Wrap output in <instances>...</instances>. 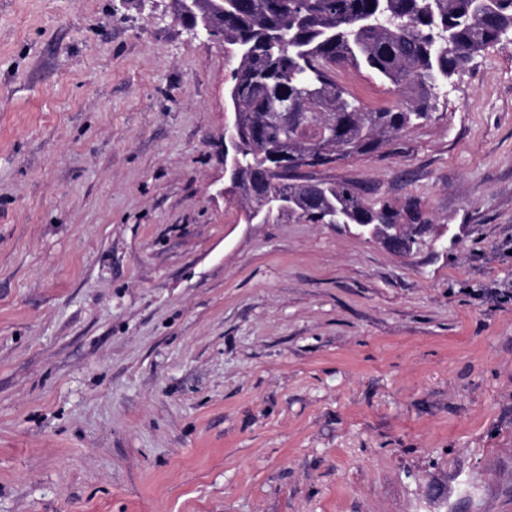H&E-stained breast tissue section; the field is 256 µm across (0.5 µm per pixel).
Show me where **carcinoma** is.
<instances>
[{
	"label": "carcinoma",
	"instance_id": "carcinoma-1",
	"mask_svg": "<svg viewBox=\"0 0 512 512\" xmlns=\"http://www.w3.org/2000/svg\"><path fill=\"white\" fill-rule=\"evenodd\" d=\"M216 23L237 61L227 89L242 125L234 188L247 221L389 224L416 246L426 224L418 205H372L348 182L309 179L274 154L319 165L368 155L431 117L455 73L512 31V0H221ZM365 71L410 91L395 107L368 109L336 81V68Z\"/></svg>",
	"mask_w": 512,
	"mask_h": 512
}]
</instances>
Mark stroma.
<instances>
[{
  "label": "stroma",
  "instance_id": "obj_1",
  "mask_svg": "<svg viewBox=\"0 0 512 512\" xmlns=\"http://www.w3.org/2000/svg\"><path fill=\"white\" fill-rule=\"evenodd\" d=\"M173 12L0 0V512H512V45L314 171L418 203L403 257L246 221Z\"/></svg>",
  "mask_w": 512,
  "mask_h": 512
}]
</instances>
